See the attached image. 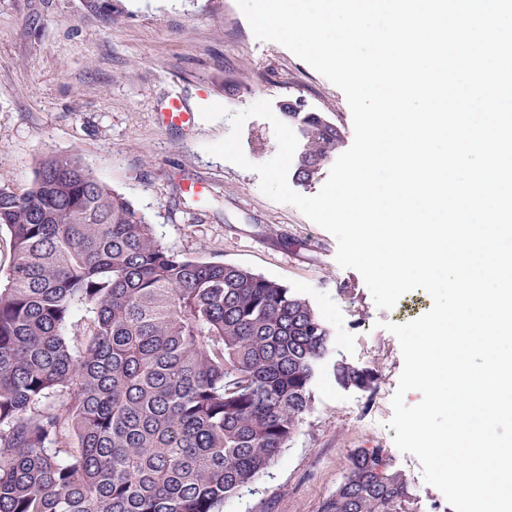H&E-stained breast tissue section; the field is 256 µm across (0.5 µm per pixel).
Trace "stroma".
Returning a JSON list of instances; mask_svg holds the SVG:
<instances>
[{
  "instance_id": "1",
  "label": "stroma",
  "mask_w": 512,
  "mask_h": 512,
  "mask_svg": "<svg viewBox=\"0 0 512 512\" xmlns=\"http://www.w3.org/2000/svg\"><path fill=\"white\" fill-rule=\"evenodd\" d=\"M178 95L191 123L158 118ZM302 98L345 130L343 92L284 46L258 39L236 0H0V182L24 192L45 156H78L91 175L143 213L178 254L232 263L309 299L332 345L312 385L310 409L289 448L223 512H322L354 448H383L422 512L433 486L418 459L394 444L391 404L341 388L334 366L403 367L388 324L432 307L421 289L378 308L361 274L340 267L337 241L296 207L263 194L257 173L208 153L233 117L260 100ZM241 145L255 164L278 150L273 127L248 118ZM206 187L196 204L185 187Z\"/></svg>"
}]
</instances>
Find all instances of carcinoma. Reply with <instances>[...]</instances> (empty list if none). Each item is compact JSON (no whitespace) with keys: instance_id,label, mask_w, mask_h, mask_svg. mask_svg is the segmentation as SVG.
<instances>
[{"instance_id":"carcinoma-1","label":"carcinoma","mask_w":512,"mask_h":512,"mask_svg":"<svg viewBox=\"0 0 512 512\" xmlns=\"http://www.w3.org/2000/svg\"><path fill=\"white\" fill-rule=\"evenodd\" d=\"M310 185L341 147L327 112L280 104ZM0 512H223L290 446L330 332L310 302L160 243L80 158L0 185ZM91 313L78 342L75 308ZM368 368L336 365L342 386ZM382 448H356L323 512H407Z\"/></svg>"}]
</instances>
